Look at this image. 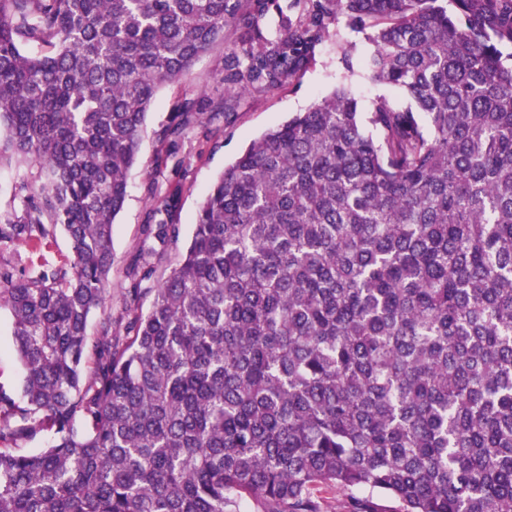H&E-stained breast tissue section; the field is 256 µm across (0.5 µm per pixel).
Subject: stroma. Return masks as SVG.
<instances>
[{"label":"stroma","mask_w":512,"mask_h":512,"mask_svg":"<svg viewBox=\"0 0 512 512\" xmlns=\"http://www.w3.org/2000/svg\"><path fill=\"white\" fill-rule=\"evenodd\" d=\"M237 36L235 29H226L223 41L181 80L163 86L150 108L139 158L128 174V197L112 226V321L116 329H124L130 318L123 296L133 283H141L139 308L147 310L151 288L179 259L180 245L163 248L146 239L148 213L161 206L172 190H179V204L168 220L178 225L181 237H188L199 203L225 166L264 131L329 95L344 74L343 54L358 62L365 49L362 34L340 26L337 39L324 42L298 78L272 91L235 95L230 98L231 112L218 115L215 106L227 99L225 49L235 44ZM188 98L196 106L187 125L180 135L164 137L165 127ZM11 330L9 312L0 310V386L17 392L24 369L13 351Z\"/></svg>","instance_id":"obj_1"}]
</instances>
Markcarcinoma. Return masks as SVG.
<instances>
[{
  "instance_id": "obj_1",
  "label": "carcinoma",
  "mask_w": 512,
  "mask_h": 512,
  "mask_svg": "<svg viewBox=\"0 0 512 512\" xmlns=\"http://www.w3.org/2000/svg\"><path fill=\"white\" fill-rule=\"evenodd\" d=\"M341 20L362 64L224 169L118 334L112 224L157 92L230 27L227 92L278 88ZM510 48L512 0H0V246L71 241L0 253L25 370L0 512H317L320 485L512 512ZM354 76L405 98L362 112ZM178 198L147 216L162 247ZM14 177V171H0V214L2 213V215L6 213H16L17 215H20L21 213V204L19 200L12 202V186ZM4 254H15L16 258L21 259L25 263L33 260L35 264H38L46 260L50 264H57L71 254V244L66 234L58 230L55 240L51 242L49 247L43 246L41 250L36 251L25 242H17L7 247Z\"/></svg>"
}]
</instances>
